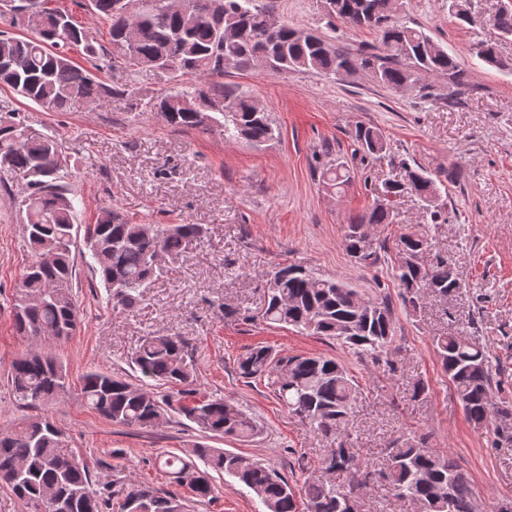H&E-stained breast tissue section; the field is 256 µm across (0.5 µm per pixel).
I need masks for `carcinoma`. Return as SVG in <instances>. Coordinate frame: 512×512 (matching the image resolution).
Here are the masks:
<instances>
[{
    "label": "carcinoma",
    "mask_w": 512,
    "mask_h": 512,
    "mask_svg": "<svg viewBox=\"0 0 512 512\" xmlns=\"http://www.w3.org/2000/svg\"><path fill=\"white\" fill-rule=\"evenodd\" d=\"M55 6H49V3ZM130 0H72V4L109 20L112 44L128 68L161 71L173 68L188 85L139 103L142 112L160 116L179 129L217 130L227 140L242 139L260 145L276 137L269 113L238 88L217 87L207 79L228 68L247 70L265 56L270 70L288 74L312 71L337 76L362 71L373 81L421 99L433 96V86L420 75L448 80V96L465 85L466 70L420 27L394 16L395 0H325L333 17L356 28L376 32L379 46L348 52L325 37L286 22L273 23L269 13L253 0H221L224 8L211 12L215 0H186L185 9L172 10L163 0H143L137 13L124 16ZM40 17V27L29 36L0 32V84L49 112H61L76 100H92L104 86L77 63L71 51L80 48L84 60L99 58L73 9L60 0H0V18L16 26L21 10ZM448 10L462 23L474 25L467 0H448ZM494 25L512 36V0L500 7ZM363 157L379 159L388 144L371 124L350 131ZM67 159L57 140L35 134L11 112L0 114V172L20 185L25 239L33 260L15 287V331L36 343L11 366L10 381L24 406H48L69 394L67 373L48 349L47 342L69 339L80 316L72 293V248L78 238L79 199L67 182ZM404 176L384 182V200L352 218L343 246L357 264L379 260L385 243L375 242L364 252L365 235L373 224L394 223L393 199L412 193L424 202L430 217L438 194L437 179L420 167L402 163ZM325 186L340 193L351 182L350 169L340 159L328 161L321 173ZM204 236L200 224H134L119 210H106L85 230L89 268L105 288L112 307L129 309L139 303L160 268L152 262L159 250L172 258L190 253ZM428 239L405 232L394 244L397 279L405 307L417 311L421 296L446 297L459 282L448 261L426 267L419 254ZM261 319L285 324L309 334L333 339L375 365H392L396 339L391 306L371 302L349 285L319 277L300 265L281 267L267 282ZM433 347L448 379L455 386L466 419L476 429H493L499 439H512V429L498 420L512 419V403L495 396L503 381L489 354L468 336H436ZM133 365L145 379L177 388L179 398L156 395L107 371L91 370L81 377L83 405L109 422L132 429H151L174 412L214 436L257 437L261 429L248 415L222 399L209 398L193 388L195 363L179 336H155L136 352ZM240 377L266 383L295 416L330 440L325 470L360 471L355 449L349 447L347 427L358 397V384L336 359L288 355L267 346H255L237 359ZM178 406H173V402ZM380 477L394 495L410 502L414 512H477L473 488L460 465L447 453L428 448L424 439L401 436L394 441ZM158 466L196 499L213 497L212 473L227 475L254 493L264 512H299L293 486L266 465L240 454L195 443L182 456L164 454ZM0 484L22 503L24 512H106L112 486L92 479L85 459L65 443L63 433L48 417L27 416L0 432ZM332 487L317 478L305 487L307 512H362L354 489ZM121 512H189L188 502L172 493L140 487L129 491Z\"/></svg>",
    "instance_id": "cac0c4a2"
}]
</instances>
